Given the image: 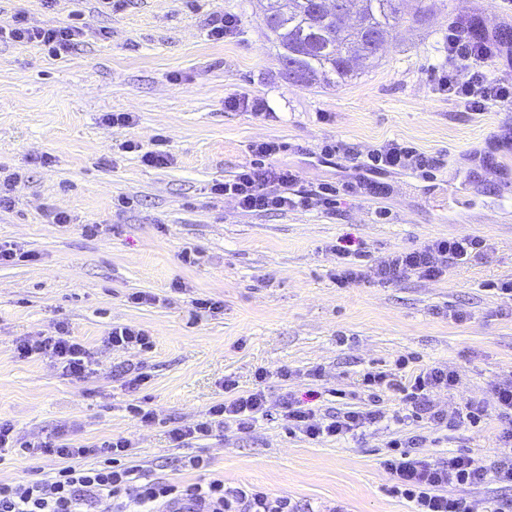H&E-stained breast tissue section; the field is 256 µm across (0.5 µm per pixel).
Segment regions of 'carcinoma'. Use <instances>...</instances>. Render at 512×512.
<instances>
[{"label":"carcinoma","instance_id":"obj_1","mask_svg":"<svg viewBox=\"0 0 512 512\" xmlns=\"http://www.w3.org/2000/svg\"><path fill=\"white\" fill-rule=\"evenodd\" d=\"M310 0H266L267 35L282 49L289 72L299 71L311 85H335L351 76V61L373 62L379 53L366 34L332 13H319ZM372 27L388 30L401 19V0H349Z\"/></svg>","mask_w":512,"mask_h":512}]
</instances>
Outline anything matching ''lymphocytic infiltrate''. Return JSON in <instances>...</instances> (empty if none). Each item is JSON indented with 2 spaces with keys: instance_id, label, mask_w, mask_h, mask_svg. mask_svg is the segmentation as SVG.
<instances>
[{
  "instance_id": "1",
  "label": "lymphocytic infiltrate",
  "mask_w": 512,
  "mask_h": 512,
  "mask_svg": "<svg viewBox=\"0 0 512 512\" xmlns=\"http://www.w3.org/2000/svg\"><path fill=\"white\" fill-rule=\"evenodd\" d=\"M6 36L19 43L40 44L58 57L74 49L86 32L73 23L33 27L19 18ZM491 56L489 46L472 42L458 28H449L448 63L439 70L433 91L448 96L470 112H481L493 105H511L512 79L491 76L484 68ZM462 69L471 72L464 82L457 78ZM280 150V143L273 139L254 143L253 161L241 167L233 178L212 184L211 194L234 198L246 212H284L299 206L335 210L340 199L334 185L322 184L314 191L302 193L295 189L297 176L293 171L271 165V158ZM354 163L356 169L366 173L358 183L359 188L370 193L377 190L372 174L413 171L429 178L437 167L435 158L410 143L396 140L384 142L366 156L355 157ZM489 249L487 240L479 236L435 238L420 247L390 253L366 266L359 264L360 251L353 241L343 240L335 248L336 284L341 288L359 283L390 285L410 275L437 280L447 274L449 264L482 258ZM15 353L23 360L51 358L64 372L77 378L88 372L93 363L89 349L73 339L63 325L55 335L19 341ZM269 377L268 370H257L255 383L247 391L239 390L235 379H225L223 400L213 404L202 420L173 426L169 431L171 441L181 448L189 440L209 437L230 427L240 433L249 432L258 419L270 414L265 392ZM362 383L368 387L384 383L401 393L405 411L396 415L399 423L424 421L441 426L452 421L474 427L486 414L478 401L465 403L452 418L437 407L433 394L451 390L457 383L455 374L439 365L422 368L405 382L399 380L396 372L369 371L364 373ZM492 391L503 429L502 450L490 466L475 465L465 453L427 455L423 451L426 438L422 435L391 440V452L383 466L392 477V493L412 502L414 512H473L471 503L456 495V488L477 487L490 480L512 488V377L495 383ZM281 409L290 432L313 440L353 435L386 419L381 410L357 408L320 417L292 397L282 402ZM0 447H17L25 454L53 456L61 462L60 467L42 479L0 483V512H167L174 502L183 499L195 501L201 512H299L290 498L271 496L252 485L228 487L219 479L184 484L151 478L142 467L130 464L133 446L123 436L80 448L60 436L37 443L20 442L13 435L12 424L0 421ZM90 457L96 458V466H85V459Z\"/></svg>"
}]
</instances>
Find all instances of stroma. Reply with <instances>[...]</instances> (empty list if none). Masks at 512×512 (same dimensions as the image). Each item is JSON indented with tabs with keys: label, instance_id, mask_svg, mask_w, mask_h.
I'll use <instances>...</instances> for the list:
<instances>
[{
	"label": "stroma",
	"instance_id": "obj_1",
	"mask_svg": "<svg viewBox=\"0 0 512 512\" xmlns=\"http://www.w3.org/2000/svg\"><path fill=\"white\" fill-rule=\"evenodd\" d=\"M429 12L417 26L392 30L374 66L335 86H309L285 75L280 50L266 35L258 0H0V28L21 17L42 27L79 20L88 36L55 58L36 44L0 42V176L26 183L0 209V241L34 253L0 265V419L17 438L38 441L64 432L73 446L124 436L132 461L151 477L180 483L222 479L296 502L301 512H412L393 496L382 461L387 443L426 436L427 454H469L486 466L502 429L491 388L512 375V298L488 291L512 279V106L468 112L431 88L444 62L452 17L480 21L486 34L512 33L506 0H406ZM230 14L235 34L208 35L214 17ZM108 39H97L99 29ZM257 97L265 116L232 111L225 98ZM107 112L131 113L128 127L105 126ZM165 136L172 164L144 165L123 152L134 139ZM286 143L276 166L296 171L300 192L340 187L336 212L295 208L245 212L234 199L209 194L253 161L254 142ZM388 140L413 142L435 157L433 178L377 175L385 191L352 192L360 177L348 159L322 155L329 141L367 153ZM50 164H40L42 156ZM127 197L128 207L117 206ZM390 216L379 220L377 211ZM75 216L53 224L47 209ZM95 224L97 235L82 227ZM479 235L491 245L481 260L449 267L433 281L408 276L379 286L336 285L334 247L360 243L373 263L438 237ZM196 253L183 263L184 250ZM156 295L128 303V294ZM221 302L217 313L194 302ZM466 312L463 321L454 312ZM94 356L84 378L63 375L50 359H18L23 338L51 336L58 325ZM147 329V352L104 343L113 325ZM438 364L457 386L435 393L455 413L467 401L487 409L479 427L404 423L368 427L356 436L311 440L289 433L279 415L247 433L193 440L177 448L172 423L190 424L223 400L224 377L252 388L271 371L268 399L293 395L317 415L344 408H402L398 392L371 398L361 378ZM320 368V377L309 371ZM290 377L281 380L279 369ZM145 376L127 388L123 371ZM156 414L141 425L129 407ZM207 457L206 470H184V455ZM52 458L12 451L0 459V481L36 480L57 468Z\"/></svg>",
	"mask_w": 512,
	"mask_h": 512
}]
</instances>
